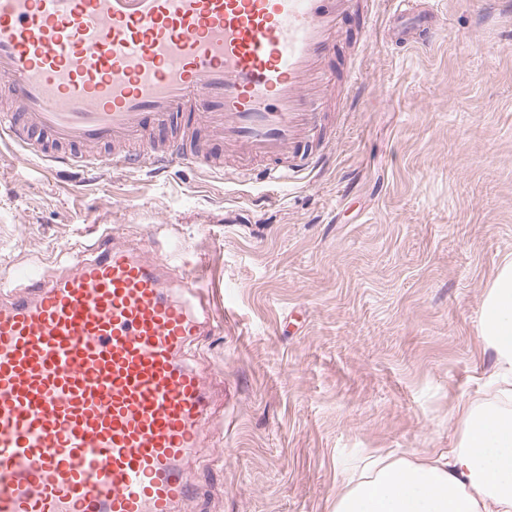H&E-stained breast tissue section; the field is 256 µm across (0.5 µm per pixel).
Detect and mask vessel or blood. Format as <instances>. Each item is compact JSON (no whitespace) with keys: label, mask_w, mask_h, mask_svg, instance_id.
<instances>
[{"label":"vessel or blood","mask_w":512,"mask_h":512,"mask_svg":"<svg viewBox=\"0 0 512 512\" xmlns=\"http://www.w3.org/2000/svg\"><path fill=\"white\" fill-rule=\"evenodd\" d=\"M389 41L444 22L390 0ZM359 0H0V133L23 160L150 171L224 153L272 180L325 154L326 64ZM107 230L47 277L0 279V512H177L199 493L184 467L208 415L184 348L213 316Z\"/></svg>","instance_id":"vessel-or-blood-1"}]
</instances>
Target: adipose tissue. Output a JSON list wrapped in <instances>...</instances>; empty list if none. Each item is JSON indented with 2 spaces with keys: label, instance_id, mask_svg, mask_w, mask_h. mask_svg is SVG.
<instances>
[{
  "label": "adipose tissue",
  "instance_id": "ef3b65f1",
  "mask_svg": "<svg viewBox=\"0 0 512 512\" xmlns=\"http://www.w3.org/2000/svg\"><path fill=\"white\" fill-rule=\"evenodd\" d=\"M479 332L494 366L458 405L453 447L364 456L342 469L333 512H512V258L485 291Z\"/></svg>",
  "mask_w": 512,
  "mask_h": 512
}]
</instances>
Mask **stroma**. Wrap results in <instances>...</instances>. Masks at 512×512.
<instances>
[{
    "label": "stroma",
    "instance_id": "obj_1",
    "mask_svg": "<svg viewBox=\"0 0 512 512\" xmlns=\"http://www.w3.org/2000/svg\"><path fill=\"white\" fill-rule=\"evenodd\" d=\"M447 29L383 43L387 0L339 24L328 160L269 185L232 168L83 172L0 142V275H49L111 225L145 256L182 246L219 322L191 345L211 412L186 512H332L339 465L455 440L493 357L485 290L512 256V0H438ZM357 68L358 84L348 82Z\"/></svg>",
    "mask_w": 512,
    "mask_h": 512
}]
</instances>
